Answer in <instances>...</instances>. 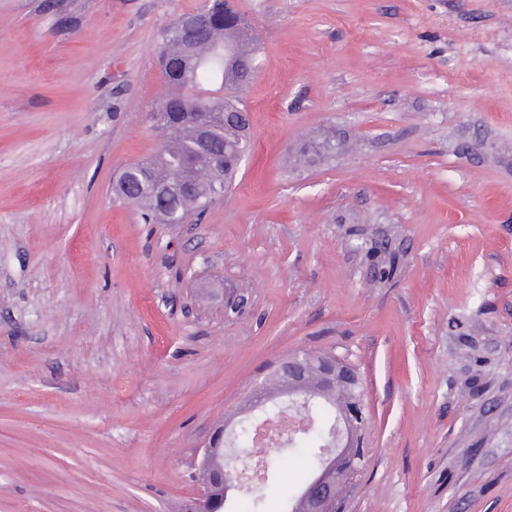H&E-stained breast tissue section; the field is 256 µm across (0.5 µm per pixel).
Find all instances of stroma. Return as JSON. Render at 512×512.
<instances>
[{"mask_svg": "<svg viewBox=\"0 0 512 512\" xmlns=\"http://www.w3.org/2000/svg\"><path fill=\"white\" fill-rule=\"evenodd\" d=\"M204 3L0 0V512H183L301 350L364 381L338 512H512V0H235L250 152L146 224L112 185Z\"/></svg>", "mask_w": 512, "mask_h": 512, "instance_id": "obj_1", "label": "stroma"}]
</instances>
